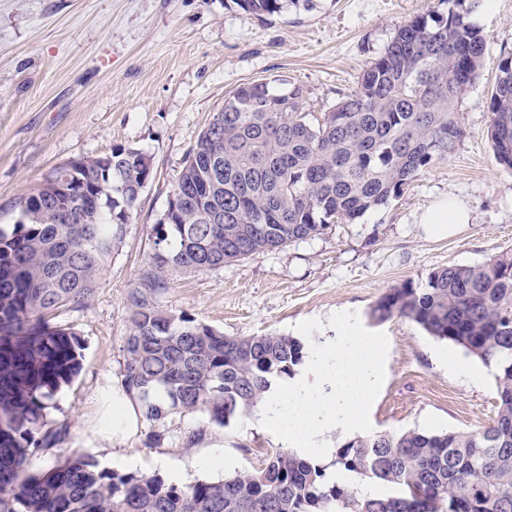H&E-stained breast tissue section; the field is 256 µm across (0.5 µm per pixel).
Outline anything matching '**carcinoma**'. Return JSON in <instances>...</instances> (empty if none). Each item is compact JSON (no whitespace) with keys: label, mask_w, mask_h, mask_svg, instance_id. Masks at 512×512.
I'll return each mask as SVG.
<instances>
[{"label":"carcinoma","mask_w":512,"mask_h":512,"mask_svg":"<svg viewBox=\"0 0 512 512\" xmlns=\"http://www.w3.org/2000/svg\"><path fill=\"white\" fill-rule=\"evenodd\" d=\"M295 2L237 0L257 14ZM448 2L447 14L400 26L331 110L308 116L302 87L276 88L283 78L244 83L199 135L175 186L183 201L155 225L151 271L130 295L122 385L149 423L197 410L220 426L250 415L305 348L170 313L159 301L169 270H213L352 224L454 153L465 136L457 104L480 75L485 38L468 20L472 0ZM489 109L495 159L511 171V53ZM153 172L152 156L134 148L112 149L105 164L69 161L19 197L11 232L0 229V512H512L511 249L404 281L370 309L374 321L399 315L454 343L492 371L497 393L486 428L379 432L338 447L331 466L392 485L394 496L330 482L325 466L285 449L190 485L101 469L84 454L31 471L51 440L46 410L81 369L78 338L56 314L91 296ZM62 174L86 188L65 208L52 189Z\"/></svg>","instance_id":"1"}]
</instances>
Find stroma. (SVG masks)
I'll return each mask as SVG.
<instances>
[{
  "mask_svg": "<svg viewBox=\"0 0 512 512\" xmlns=\"http://www.w3.org/2000/svg\"><path fill=\"white\" fill-rule=\"evenodd\" d=\"M447 9L444 0H298L257 15L236 0H0V229L12 230L23 193L76 156L124 146L154 163L93 294L57 317L80 341L81 370L47 414L61 439L32 458L31 470L73 453L102 461L119 445L142 458L143 474H162L163 458L191 484L227 478L280 448L247 418L221 426L204 410L142 424L118 445L94 435L98 390L121 382L129 296L150 269L154 226L189 150L239 85L283 76L303 88L304 111H327L400 25ZM469 19L486 46L481 74L458 105L466 135L450 158L356 223L218 269L170 271L160 297L172 313L229 336L276 332L308 344L331 335L337 314L350 315L383 355L361 435L480 429L496 414L495 382L479 361L407 319L367 316L396 284L512 249V172L487 139L499 61L512 50V0H480ZM446 198L464 203L471 222L437 237L420 217ZM154 429L160 439H151ZM206 456L223 457V467L200 466Z\"/></svg>",
  "mask_w": 512,
  "mask_h": 512,
  "instance_id": "obj_1",
  "label": "stroma"
}]
</instances>
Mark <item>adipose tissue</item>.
<instances>
[{
  "label": "adipose tissue",
  "instance_id": "adipose-tissue-1",
  "mask_svg": "<svg viewBox=\"0 0 512 512\" xmlns=\"http://www.w3.org/2000/svg\"><path fill=\"white\" fill-rule=\"evenodd\" d=\"M381 377L378 345L356 325L339 321L333 336L308 348L305 363L294 376L270 388L252 423L273 433L285 448L330 462L335 453L333 432L355 429ZM142 420L139 403L124 387L108 386L99 392L95 424L100 436L125 439L138 431Z\"/></svg>",
  "mask_w": 512,
  "mask_h": 512
}]
</instances>
